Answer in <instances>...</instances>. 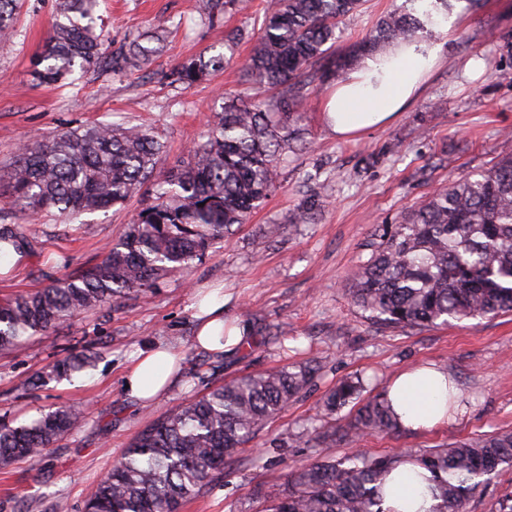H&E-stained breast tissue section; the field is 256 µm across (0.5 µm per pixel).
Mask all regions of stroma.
<instances>
[{
	"label": "stroma",
	"instance_id": "35a3bbf8",
	"mask_svg": "<svg viewBox=\"0 0 512 512\" xmlns=\"http://www.w3.org/2000/svg\"><path fill=\"white\" fill-rule=\"evenodd\" d=\"M261 5L252 0L250 10L212 22L196 13L195 0H101L110 49L150 31L163 36L159 53L137 70L92 69L75 81L40 85L31 71L56 0H25L12 39L0 43V220L19 221L5 196L21 147L56 133L99 123L144 125L164 146L158 171L186 157L208 133L217 93L241 90L242 75L232 66L188 89L167 86L162 75L223 51L226 33L252 28ZM454 16L422 92L390 123L336 138L322 117L324 91L312 93L303 108L305 147L289 155L281 189L246 224L190 269L168 275L152 295L82 314L51 335L30 338L21 351L0 352V424L28 422L57 406L85 411L81 426L50 447L49 468L25 460L0 467V512H56L59 503L63 512H84L113 462L161 413L239 376L292 365H316L310 386L182 512H261L259 486L285 485L296 464L314 458L306 429L326 393L356 374L384 387L399 371L429 364L445 369L457 388L446 425L375 434L361 442L364 452L438 448L512 428V315L388 329L364 317L346 292L378 225L393 223L449 179L512 155V58L498 43L501 32L512 30V0H480ZM445 154L449 167L437 166ZM142 199L138 193L76 219L54 209L33 216L37 241L22 267L0 275V299L40 288L43 274H63L62 257L74 269L98 262L103 245L125 235ZM270 224L283 227L274 243L265 236ZM216 288L230 297L228 320L261 318L282 326L283 335L227 357L197 350L195 304ZM89 344L102 353L77 380L31 386L35 373ZM157 344L181 356V379L161 400L143 405L126 397L122 378L135 353ZM203 362L218 367L204 380Z\"/></svg>",
	"mask_w": 512,
	"mask_h": 512
}]
</instances>
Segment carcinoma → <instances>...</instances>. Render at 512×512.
<instances>
[{
    "label": "carcinoma",
    "instance_id": "1",
    "mask_svg": "<svg viewBox=\"0 0 512 512\" xmlns=\"http://www.w3.org/2000/svg\"><path fill=\"white\" fill-rule=\"evenodd\" d=\"M475 0H402L365 37L336 49L345 19L366 0H265L257 33L232 29L226 52L176 64L167 84L188 88L237 64L233 48L254 40L240 63L244 81L274 90L270 97L223 93L214 124L186 159L162 174L163 144L138 126L101 124L69 130L24 147L11 179L20 211L55 209L80 215L124 204L148 186L145 206L124 238L105 246L100 261L42 288L0 300V350L101 310L130 293L152 292L166 275L187 270L213 245L247 222L280 188L288 152L303 139L301 109L315 90L339 79L367 56L386 57L404 41H432L455 4ZM22 0H0V40L10 39ZM98 0H57L58 16L35 71L41 83L67 80L105 66L114 72L149 61L155 33L109 52L95 31ZM245 0H198L211 19L244 9ZM34 234L0 224V242L27 251ZM369 259L350 277L354 307L389 328H426L512 312V156L489 169L451 180L387 224ZM101 351L87 347L38 373L32 385L93 366ZM311 364L248 374L180 405L144 430L85 503V512H181L224 476V467L311 384ZM363 379L346 378L326 395L325 415L359 408L346 429L320 425L311 441L317 457L291 470L287 487L263 493V512H386L381 489L388 473L411 458L432 476L428 512H467L499 468H512V429L460 440L444 448L370 455L330 452L373 433L400 429L387 394L361 400ZM78 409L60 406L16 426L0 425V463L27 457L45 462L48 448L76 428Z\"/></svg>",
    "mask_w": 512,
    "mask_h": 512
}]
</instances>
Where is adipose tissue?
<instances>
[{"instance_id":"adipose-tissue-1","label":"adipose tissue","mask_w":512,"mask_h":512,"mask_svg":"<svg viewBox=\"0 0 512 512\" xmlns=\"http://www.w3.org/2000/svg\"><path fill=\"white\" fill-rule=\"evenodd\" d=\"M440 46L428 42L400 44L379 62L366 60L348 72L330 92L323 112L329 130L345 138L389 121L416 95L439 57ZM223 298L211 296L199 309L195 342L215 354H234L249 340L242 322L226 325ZM180 358L169 347L140 351L124 381L126 394L137 402L160 399L180 378ZM448 374L434 365L416 366L397 374L388 395L401 426L432 430L448 422ZM427 472L403 463L387 477L382 488L386 512H428L433 500Z\"/></svg>"}]
</instances>
